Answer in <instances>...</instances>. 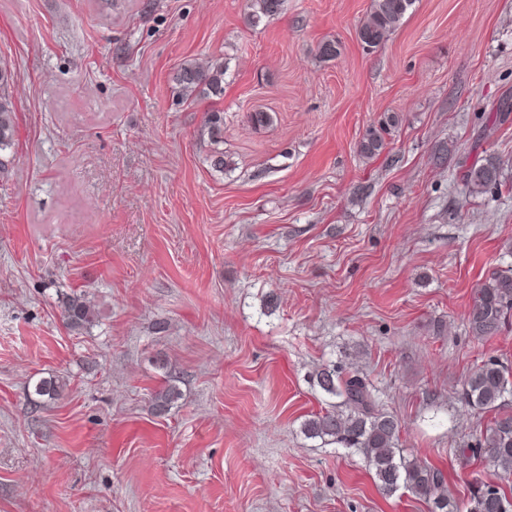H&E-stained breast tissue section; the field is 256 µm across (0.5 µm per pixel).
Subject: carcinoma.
<instances>
[{
  "instance_id": "carcinoma-1",
  "label": "carcinoma",
  "mask_w": 512,
  "mask_h": 512,
  "mask_svg": "<svg viewBox=\"0 0 512 512\" xmlns=\"http://www.w3.org/2000/svg\"><path fill=\"white\" fill-rule=\"evenodd\" d=\"M413 0H372L369 13L360 25L358 36L365 47L375 49L387 35L399 27ZM284 0H248L249 16L256 24L281 12ZM11 73L0 67V154L14 146L15 106L8 92ZM174 92L183 100L224 93V62L219 59L205 65L187 62L174 77ZM398 124V117L388 115L379 127H371L360 142V152L374 157L385 148L383 132ZM204 127L215 145L210 165L224 169L222 143L224 113L206 114ZM502 164L494 160L474 162L462 172L469 194H483L502 183ZM61 314L66 325L84 329L93 322L94 308L81 294H67L61 300ZM512 319V267L492 273L474 291L467 312L469 333L478 338L496 335ZM313 383L325 394L340 399L332 409L312 415L302 424L310 438H319L346 448H359L367 458L378 490L392 496L405 489L431 504L430 512H454L448 503L447 479L442 470L414 460L398 451L400 420L378 407L365 380L356 374H343L334 364L321 366ZM64 383L56 377L36 382L34 393L46 400L60 396ZM512 393V366L490 359L473 370L463 382L461 401L483 413H494L474 444L460 449L466 460L484 459L502 475L512 480V414L500 411L502 399ZM181 396L179 389L167 382L152 396L157 414L166 413ZM467 512H512V494L498 482L477 480L470 490Z\"/></svg>"
}]
</instances>
